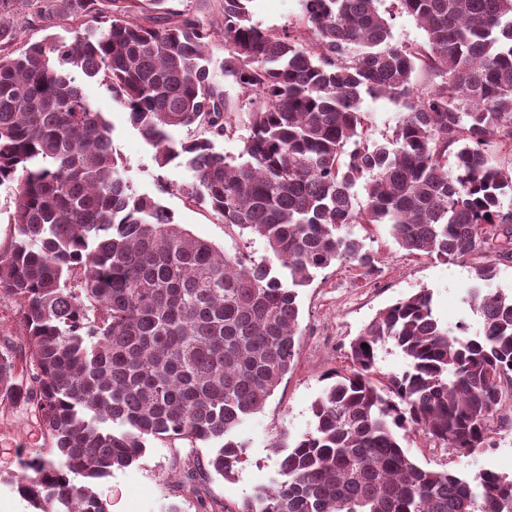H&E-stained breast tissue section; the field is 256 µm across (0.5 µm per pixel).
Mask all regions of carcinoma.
Returning a JSON list of instances; mask_svg holds the SVG:
<instances>
[{"instance_id": "carcinoma-1", "label": "carcinoma", "mask_w": 512, "mask_h": 512, "mask_svg": "<svg viewBox=\"0 0 512 512\" xmlns=\"http://www.w3.org/2000/svg\"><path fill=\"white\" fill-rule=\"evenodd\" d=\"M42 0H0V185L13 189L0 298L16 301L24 342L0 349V414L35 417L58 460L29 449L16 490L37 512H106L88 482L137 462L152 439L210 446L179 459L182 484L234 475L237 437L298 357L299 290L376 257L354 224H384L419 257L475 261L466 293L475 333L433 314L423 289L381 309L349 345L310 428L278 478L241 512H512V479L426 468L403 441L422 433L464 457L512 431V294L493 288L512 261V0H395L426 39L394 42L379 0H302L300 36L251 24V0H223L224 59L248 105L232 164L215 142L237 132V103L214 79L209 27L150 0H63L73 39L19 56L14 14L47 19ZM429 76L413 90L416 71ZM102 77L160 168L228 227L261 239L249 263L198 238L133 192L112 131L75 84ZM401 101L389 139L366 133L361 94ZM197 125L204 136L177 138ZM497 142L503 159L485 146ZM363 185L365 199L354 189ZM368 347H363V344ZM407 361L377 374L379 348Z\"/></svg>"}]
</instances>
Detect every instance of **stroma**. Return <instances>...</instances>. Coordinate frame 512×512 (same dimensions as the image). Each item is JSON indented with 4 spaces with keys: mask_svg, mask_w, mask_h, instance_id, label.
<instances>
[{
    "mask_svg": "<svg viewBox=\"0 0 512 512\" xmlns=\"http://www.w3.org/2000/svg\"><path fill=\"white\" fill-rule=\"evenodd\" d=\"M222 0H170L171 9L190 12L209 23L213 31L209 45L213 60L224 56ZM251 22L262 29L293 27L301 15L300 0H251ZM77 81L95 108L112 129V148L123 176L131 189L154 196L179 224L195 236L207 239L227 253L260 259L263 242L254 236L227 228L208 210L192 205L177 190L190 183L192 171L183 165L159 168L154 150L132 128L123 108L104 81L78 76ZM361 108L369 115L373 138L390 135L405 113L403 103L386 97L363 96ZM355 237L364 239L377 257L371 275L362 270L333 266L317 274L299 297V355L288 375L268 398L263 409L250 416L238 431L245 441L244 463L231 479L215 478L191 494L181 486L177 457L169 441L154 439L144 456L133 465L113 471L94 490L108 512H161L176 503L180 512H237L258 488L270 484L279 457L269 446L272 437L282 434L296 438L307 431L311 406L326 385L331 371L350 369V342L375 313L397 299L420 290H429L441 322L468 323L479 329L480 319L470 310L465 297L473 282L470 262H443L406 255L390 237L386 226L354 227ZM493 448L473 458H460L437 448L423 435L410 437L407 447L422 466L448 469L472 476L489 469L512 478V432L493 437ZM43 439L30 414L20 410L0 417V512H33L17 493L10 477L19 469L22 449H39Z\"/></svg>",
    "mask_w": 512,
    "mask_h": 512,
    "instance_id": "1",
    "label": "stroma"
}]
</instances>
